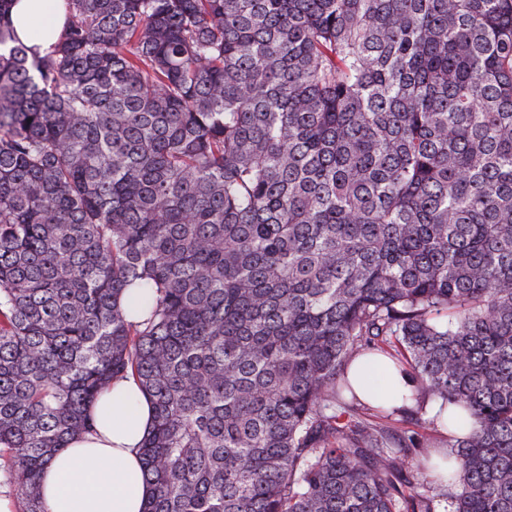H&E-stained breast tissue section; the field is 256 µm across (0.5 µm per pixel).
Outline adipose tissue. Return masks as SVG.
<instances>
[{"mask_svg": "<svg viewBox=\"0 0 512 512\" xmlns=\"http://www.w3.org/2000/svg\"><path fill=\"white\" fill-rule=\"evenodd\" d=\"M9 16L17 38L40 53L57 42L66 23L62 0H13ZM347 379L372 405H403L413 390L411 378L381 356L356 359ZM92 413L91 430L43 470L45 512H143L152 494L141 457L153 421L149 397L135 378L118 377L98 396Z\"/></svg>", "mask_w": 512, "mask_h": 512, "instance_id": "ef3b65f1", "label": "adipose tissue"}]
</instances>
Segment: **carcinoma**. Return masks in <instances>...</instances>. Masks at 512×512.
I'll use <instances>...</instances> for the list:
<instances>
[{
    "label": "carcinoma",
    "instance_id": "cac0c4a2",
    "mask_svg": "<svg viewBox=\"0 0 512 512\" xmlns=\"http://www.w3.org/2000/svg\"><path fill=\"white\" fill-rule=\"evenodd\" d=\"M0 0V456L18 512L131 375L144 512H438L358 412L381 353L512 512V0ZM128 288H146L129 319ZM63 0H14L9 11L17 38L44 54L57 42L66 23Z\"/></svg>",
    "mask_w": 512,
    "mask_h": 512
}]
</instances>
